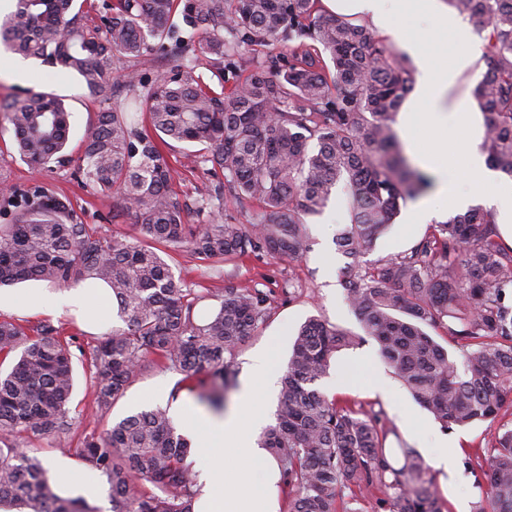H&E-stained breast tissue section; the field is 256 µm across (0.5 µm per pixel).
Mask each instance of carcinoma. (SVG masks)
<instances>
[{
  "label": "carcinoma",
  "instance_id": "obj_1",
  "mask_svg": "<svg viewBox=\"0 0 512 512\" xmlns=\"http://www.w3.org/2000/svg\"><path fill=\"white\" fill-rule=\"evenodd\" d=\"M486 31L482 78L473 86L486 121L488 164L512 178V0H448ZM92 18L74 0H15L0 42L24 59L77 74L94 95L113 96L110 76L129 62L169 52L178 64L98 115L83 149L81 176L94 192H116L113 218L133 217L146 241L103 235L66 197L18 188L0 170V201L13 222L0 224V287L36 280L60 286L105 283L123 325L86 351L79 337L49 321L0 320V507L29 512H100L83 497H62L26 440L56 447L81 433L79 456L105 477L112 512H192L196 474L190 441L169 408L129 415L99 432H80L71 415L74 360L91 374L99 417L150 367L183 375L198 402L224 407L233 356L269 318L273 299L227 286L206 318L211 293L185 288L165 256L181 250L215 272L249 253L296 259L306 217L323 211L338 185L350 222L336 234L346 303L364 335L412 397L444 427L494 423L512 409V246L495 213L473 208L432 224L409 251L360 263L429 181L397 144L396 113L414 85L411 61L362 21L321 0H102ZM229 93L216 92L198 72ZM17 153L39 171L61 164L70 112L53 95L32 93L0 106ZM203 146L191 164L221 169L239 200L258 203L248 224H191L174 189L169 142ZM223 209L218 194L196 213ZM454 341L462 364L431 331ZM362 340L309 318L298 330L275 423L261 446L283 468L288 512H339L344 493L374 500L383 512H442L419 452L378 414L340 407L318 388L331 359ZM398 447L388 448V436ZM485 492L474 512H512V426L475 454Z\"/></svg>",
  "mask_w": 512,
  "mask_h": 512
}]
</instances>
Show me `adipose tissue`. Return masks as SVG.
I'll use <instances>...</instances> for the list:
<instances>
[{"label": "adipose tissue", "instance_id": "ef3b65f1", "mask_svg": "<svg viewBox=\"0 0 512 512\" xmlns=\"http://www.w3.org/2000/svg\"><path fill=\"white\" fill-rule=\"evenodd\" d=\"M333 12L347 13L367 20L376 33L414 59L417 71L409 99L398 115V127L404 137L419 134L429 145L416 154L417 163L426 165L433 153L448 150V116L466 113V99L449 100L448 90L461 73L479 61L481 50L474 45L467 19L451 15L446 0H323ZM425 23L436 34L434 42L410 35L406 23ZM466 45V53L449 57L448 44ZM467 152L462 172L468 186L441 178L438 193L459 209L467 208L476 197L488 199L497 209V221L506 227L507 243L512 244V195L499 192L497 178L486 165L481 150L484 129L471 124L465 132ZM112 295L102 283L79 286L58 294L41 292L32 297L31 307L49 302L68 307L88 330L108 333L118 317L111 308ZM274 376L267 353L255 355L250 365V379L240 394L237 407L220 416L199 409L190 398L172 405L185 432L194 440V452L210 457L212 465L198 478L199 494L193 512H279L280 469L268 449L258 444L261 418L253 410L255 385L271 387ZM57 493L63 497L94 496L99 490L96 473L75 468L70 460L59 458L48 466Z\"/></svg>", "mask_w": 512, "mask_h": 512}]
</instances>
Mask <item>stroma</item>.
<instances>
[{"instance_id":"1","label":"stroma","mask_w":512,"mask_h":512,"mask_svg":"<svg viewBox=\"0 0 512 512\" xmlns=\"http://www.w3.org/2000/svg\"><path fill=\"white\" fill-rule=\"evenodd\" d=\"M26 72L19 77L0 75V101H22L28 92L51 93L62 99L71 112V130L66 149L65 166H51L41 172H32L12 154L13 131L9 124L0 123V167L10 175L13 183L26 188L40 185L53 194L68 197L84 223L99 227L105 235L138 236V228L128 217H113L115 200L112 194H88L73 172L83 153V141L96 124L99 112L107 104L92 96L79 77L70 71L52 67L30 59ZM409 209H402L389 231L377 241L370 260L402 253L416 244L427 232L424 224L409 223ZM343 222L337 204H330L326 213L311 220L308 250L299 260L275 259L267 254H249L225 263L223 278H215L209 266L185 252H173L170 262L176 279L195 290L219 292L224 285L256 288L270 294L274 301L271 317L262 328L250 336L236 351V377L227 394L228 406H235L243 389L248 367L254 355L267 352L276 373H283L288 364L293 335L308 317L318 316L337 328L360 333L357 315L346 304L341 285L344 260L335 251L333 237ZM43 287L42 282L28 281L0 289L4 305L0 306V320L37 322L49 320L62 325L67 332H78L79 327L64 310L38 311L30 309L29 301ZM382 374L387 390L375 392L372 388L375 374ZM178 377L176 374L153 368L132 383L114 404L109 418L116 421L132 413L158 405L172 404ZM321 389L336 404L350 406L357 411L375 410L381 414V424L397 429L401 437L417 448L425 460L435 455L434 439L441 434L455 438L458 467L461 476L446 483L438 470H431L432 489L442 502L443 512H457L459 502L475 506L483 495L485 485L481 470L470 461L476 449L489 447L494 433L489 423L444 429L441 423L422 408L382 362L376 342L364 338L359 344L337 353L331 361L329 374L321 382Z\"/></svg>"}]
</instances>
